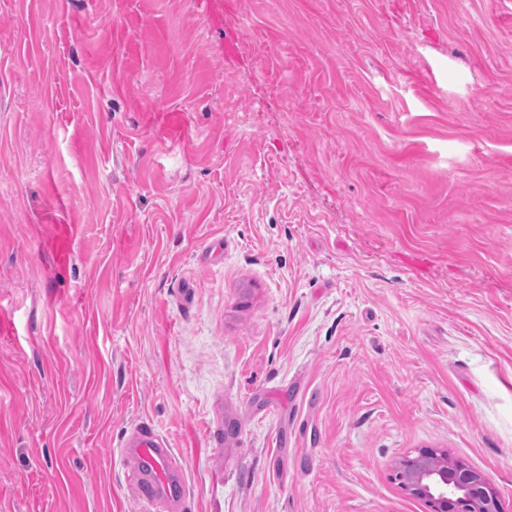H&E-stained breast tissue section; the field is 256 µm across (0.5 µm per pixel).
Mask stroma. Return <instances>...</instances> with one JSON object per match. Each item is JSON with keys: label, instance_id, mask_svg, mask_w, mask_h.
Returning <instances> with one entry per match:
<instances>
[{"label": "stroma", "instance_id": "stroma-1", "mask_svg": "<svg viewBox=\"0 0 512 512\" xmlns=\"http://www.w3.org/2000/svg\"><path fill=\"white\" fill-rule=\"evenodd\" d=\"M142 422L180 512H512V0H0V512ZM396 477L404 491L426 500L434 512L501 511L488 478L461 463L448 465L446 452L421 448L401 465Z\"/></svg>", "mask_w": 512, "mask_h": 512}]
</instances>
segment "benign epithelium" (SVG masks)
<instances>
[{
	"label": "benign epithelium",
	"mask_w": 512,
	"mask_h": 512,
	"mask_svg": "<svg viewBox=\"0 0 512 512\" xmlns=\"http://www.w3.org/2000/svg\"><path fill=\"white\" fill-rule=\"evenodd\" d=\"M400 487L424 499L432 512H501L488 478L464 464L448 463V454L421 448L397 472Z\"/></svg>",
	"instance_id": "benign-epithelium-1"
}]
</instances>
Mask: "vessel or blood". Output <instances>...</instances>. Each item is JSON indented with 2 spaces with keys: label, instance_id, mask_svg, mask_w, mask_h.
I'll return each instance as SVG.
<instances>
[{
  "label": "vessel or blood",
  "instance_id": "1",
  "mask_svg": "<svg viewBox=\"0 0 512 512\" xmlns=\"http://www.w3.org/2000/svg\"><path fill=\"white\" fill-rule=\"evenodd\" d=\"M124 457L135 461L134 472L142 512H156L176 471L175 457L165 440L147 423L136 425L124 439Z\"/></svg>",
  "mask_w": 512,
  "mask_h": 512
}]
</instances>
